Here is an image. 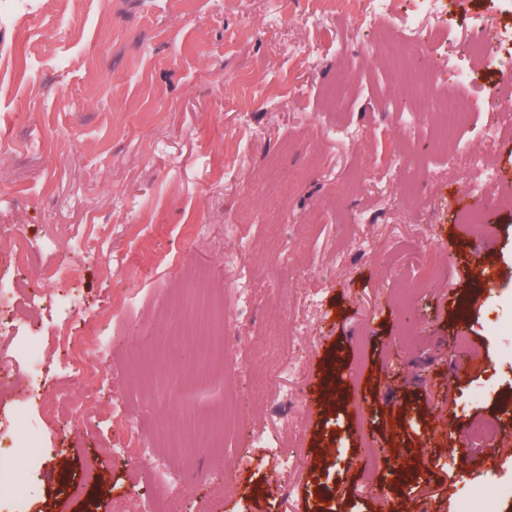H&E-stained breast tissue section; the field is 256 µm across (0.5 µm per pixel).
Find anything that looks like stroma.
Masks as SVG:
<instances>
[{
  "instance_id": "35a3bbf8",
  "label": "stroma",
  "mask_w": 512,
  "mask_h": 512,
  "mask_svg": "<svg viewBox=\"0 0 512 512\" xmlns=\"http://www.w3.org/2000/svg\"><path fill=\"white\" fill-rule=\"evenodd\" d=\"M442 7L454 30L441 42L444 64L459 59L471 13L512 26L505 0ZM0 12V140L14 147L0 169V224L35 243L67 224L99 244L66 331L95 327L112 352L98 414L45 428L36 469L21 429L0 434L23 512H110L116 495L164 506L175 488L158 481L152 460L97 454L122 434L110 417L118 399L161 459L188 469L196 492L184 512H408L416 499L429 512H458L476 488L512 478V425L464 443L468 424L512 402V356L492 332L512 318V208L471 191L485 181L512 191L511 120L481 112L479 127L494 135L465 137L463 151L477 154L467 169L415 166L416 145L401 131L412 104L391 72L371 65V33L348 37L347 16L317 0H31ZM345 71L352 96L335 107L325 91ZM474 204L491 245L456 221ZM228 224L236 236H225ZM244 242L257 245L243 252L246 268H263L282 247L289 287L324 296L311 335L292 337L303 362L287 380L296 415L271 407L252 421L300 456L285 476L250 448V466L226 477L230 448L188 452L169 437L183 404L205 421L224 415L223 361L185 375L171 364L190 362L193 337L167 342L201 272L209 288L235 287L224 256ZM114 262L136 277L108 273ZM436 266L441 276H431ZM412 280L421 283L417 326L391 299ZM293 315L276 289L258 288L243 319L229 321L248 341L243 409L260 402L255 386L271 383ZM411 325L419 338L407 348L398 336ZM461 330L479 357L470 371L471 352L448 349ZM354 366L367 380L356 404L347 395ZM493 373L499 398H478ZM368 442L400 452L370 480L357 464Z\"/></svg>"
}]
</instances>
